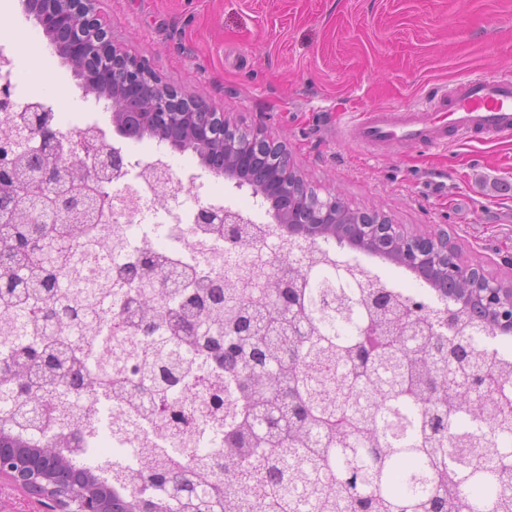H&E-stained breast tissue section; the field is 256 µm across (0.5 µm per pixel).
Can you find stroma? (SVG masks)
Masks as SVG:
<instances>
[{"label": "stroma", "instance_id": "stroma-1", "mask_svg": "<svg viewBox=\"0 0 512 512\" xmlns=\"http://www.w3.org/2000/svg\"><path fill=\"white\" fill-rule=\"evenodd\" d=\"M112 42L162 82L204 98L240 130L286 145L319 198L333 193L407 229L446 226L463 260L512 282V139L439 149L359 141L362 113L397 112L468 76L512 77V0H94ZM23 87L53 94L60 121L98 123L126 160L162 155L175 180L198 175L225 206H254L249 187L209 172L193 151L117 134L34 16L14 11Z\"/></svg>", "mask_w": 512, "mask_h": 512}]
</instances>
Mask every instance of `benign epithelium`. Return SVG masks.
<instances>
[{"label":"benign epithelium","mask_w":512,"mask_h":512,"mask_svg":"<svg viewBox=\"0 0 512 512\" xmlns=\"http://www.w3.org/2000/svg\"><path fill=\"white\" fill-rule=\"evenodd\" d=\"M26 10L39 14L42 27L55 50L68 56L70 63L91 62L101 86L124 85L127 96L110 99L112 123L122 137H158L179 151L192 150L210 171L235 186L248 185L253 196H267L274 188L283 201L274 209L275 223L289 236L314 241L320 237L341 238L350 246L364 245L391 255L395 260L422 274L438 278L439 285L453 284V297L459 302L477 300L490 313L492 324L501 332H512V285L506 287L489 276L480 263L461 260L449 244L448 231H409L365 212L359 224L344 223L348 208L340 198L328 195L320 200L310 194L294 171L288 152L259 134L230 128L222 112H202L180 108L181 97L162 85L143 60L130 57L112 45L107 24L89 7V0H25ZM30 156L39 159L41 182L53 184L61 166L77 167L82 174L98 179L107 170L120 172L119 151L104 152L86 148L77 154L55 126L44 120V112L27 108ZM274 153L270 166L252 171L248 164L260 151ZM239 213L208 207L196 213L198 224H238ZM60 451L0 448V479L22 488L44 502L45 512H112V502L103 503L82 486L70 469L61 464Z\"/></svg>","instance_id":"benign-epithelium-1"}]
</instances>
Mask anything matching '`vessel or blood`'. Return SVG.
Returning <instances> with one entry per match:
<instances>
[{"instance_id":"1","label":"vessel or blood","mask_w":512,"mask_h":512,"mask_svg":"<svg viewBox=\"0 0 512 512\" xmlns=\"http://www.w3.org/2000/svg\"><path fill=\"white\" fill-rule=\"evenodd\" d=\"M468 138L512 137V80L475 76L457 81L448 110L435 101L397 114L367 112L358 125L361 141L373 145L407 144L436 148L449 133Z\"/></svg>"}]
</instances>
